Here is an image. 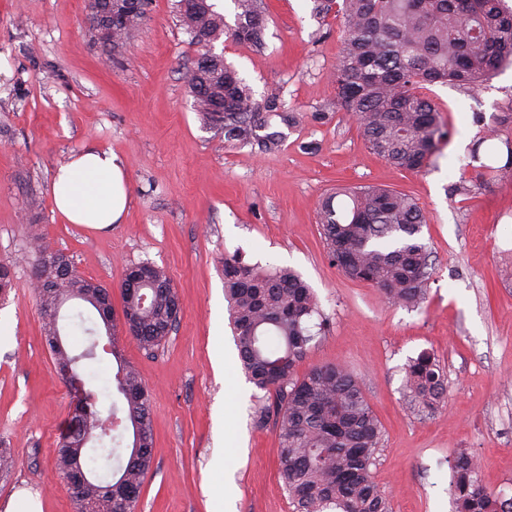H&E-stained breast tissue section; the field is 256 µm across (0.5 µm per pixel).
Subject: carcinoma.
Returning <instances> with one entry per match:
<instances>
[{
  "mask_svg": "<svg viewBox=\"0 0 512 512\" xmlns=\"http://www.w3.org/2000/svg\"><path fill=\"white\" fill-rule=\"evenodd\" d=\"M235 21L214 10L211 0H178L181 22L195 42L206 48L226 34L260 49L264 14L259 0H232ZM147 0H89L92 30L106 25L112 35L98 38L109 57L122 53L146 17ZM322 11L343 19L342 50L332 73L336 108L357 119L373 153L388 164L421 172L435 163L449 132L439 108L421 89L448 82L473 89L506 66H512V4L508 0H323ZM188 93L204 124L224 133V144L266 154L280 149L282 132L297 115L281 100H257L224 58L214 55L188 78ZM496 129H486L472 146L478 178L493 179L512 169V141L504 140L506 161L493 166L482 156L494 154ZM322 236L336 267L348 277L380 289L394 305L416 307L427 296L432 275L431 251L421 232L426 218L409 194L380 186H343L324 198L318 211ZM34 257L31 288L41 312L58 301L69 302L81 284L94 294L103 284L82 275L61 279L45 293V262L70 266V258L40 236L30 242ZM224 295L229 303L240 361L249 380L274 398L259 404L254 421L263 425L275 415L279 440V478L296 512H389L384 491L371 471L381 447L383 427L356 377L341 365L296 368L317 334V298L291 268L250 264L238 253L224 254ZM139 280L140 291L121 288L125 330L137 346L152 352L174 330L180 308L176 289L158 266L129 267L123 283ZM403 396L421 414L445 403L443 370L433 355L422 352L404 369ZM86 395L82 415L62 436L56 466L64 478L84 471L85 440L99 445V464L116 466L112 485L88 474V493L99 512H136L144 479L153 465L154 432L148 389L139 372L119 361L116 388L122 408H98L99 398L78 373ZM124 413L132 427V444L122 458ZM451 494L457 512H512V498L480 483L477 459L462 449L451 463Z\"/></svg>",
  "mask_w": 512,
  "mask_h": 512,
  "instance_id": "1",
  "label": "carcinoma"
}]
</instances>
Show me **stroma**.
<instances>
[{
  "mask_svg": "<svg viewBox=\"0 0 512 512\" xmlns=\"http://www.w3.org/2000/svg\"><path fill=\"white\" fill-rule=\"evenodd\" d=\"M264 47L222 37L215 53L256 97L276 92L299 115L272 154L228 148L187 94L199 56L175 0H150L123 54L105 58L87 0H0V265L14 286L0 293V512L33 499L39 512H74L55 458L71 397L47 345L29 288L27 242L42 235L85 277L112 291L121 312L126 268L150 262L177 290L180 314L164 346L146 353L120 336V358L86 363L103 404L116 399L118 361L144 378L154 464L138 512H293L278 478L274 422L257 426L264 391L248 381L224 297L220 261L297 270L329 327L298 372L342 365L358 379L384 427L372 468L391 512H456L450 463L462 448L481 462L489 491L512 497V170L471 195L470 152L484 129L512 138V67L476 90L428 86L450 130L434 166L412 173L374 154L336 107L331 73L342 21L313 0H262ZM112 150L125 164L129 206L120 223L92 230L55 212L51 182L69 155ZM374 184L412 194L432 248L428 298L407 308L345 276L328 256L319 203L337 187ZM434 354L448 404L420 417L402 396L404 367Z\"/></svg>",
  "mask_w": 512,
  "mask_h": 512,
  "instance_id": "obj_1",
  "label": "stroma"
}]
</instances>
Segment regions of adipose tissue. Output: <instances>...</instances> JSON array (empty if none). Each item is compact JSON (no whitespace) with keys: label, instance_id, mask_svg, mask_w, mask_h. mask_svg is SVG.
<instances>
[{"label":"adipose tissue","instance_id":"ef3b65f1","mask_svg":"<svg viewBox=\"0 0 512 512\" xmlns=\"http://www.w3.org/2000/svg\"><path fill=\"white\" fill-rule=\"evenodd\" d=\"M51 188L55 207L68 223L97 230L119 223L129 203L124 165L109 150L71 155L57 168Z\"/></svg>","mask_w":512,"mask_h":512}]
</instances>
